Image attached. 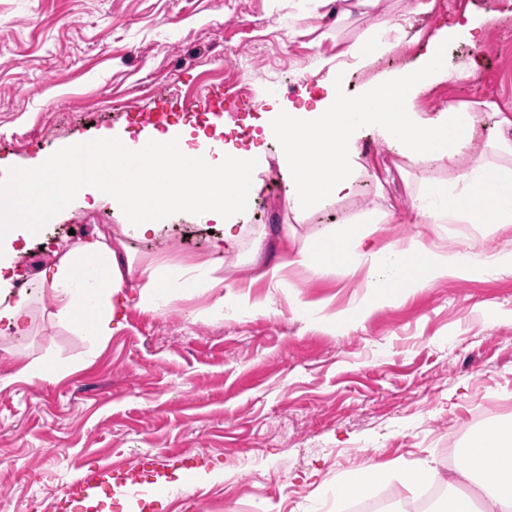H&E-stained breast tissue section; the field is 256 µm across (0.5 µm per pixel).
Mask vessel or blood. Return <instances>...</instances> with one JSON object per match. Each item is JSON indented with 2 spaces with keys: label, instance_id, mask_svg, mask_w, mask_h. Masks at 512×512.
I'll list each match as a JSON object with an SVG mask.
<instances>
[{
  "label": "vessel or blood",
  "instance_id": "vessel-or-blood-1",
  "mask_svg": "<svg viewBox=\"0 0 512 512\" xmlns=\"http://www.w3.org/2000/svg\"><path fill=\"white\" fill-rule=\"evenodd\" d=\"M205 104L217 118L222 117L224 112L240 110L244 107L243 102L220 89L210 92ZM181 106L180 100L168 97L156 103L155 107L143 109L140 118L144 124L159 125L165 123L167 111L181 108ZM163 490L164 486L159 477H145L143 467L122 470L101 467L84 472L64 483L59 500V512H83L86 504L102 491L143 497L155 495Z\"/></svg>",
  "mask_w": 512,
  "mask_h": 512
}]
</instances>
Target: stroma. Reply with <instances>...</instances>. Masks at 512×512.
I'll return each mask as SVG.
<instances>
[{
	"mask_svg": "<svg viewBox=\"0 0 512 512\" xmlns=\"http://www.w3.org/2000/svg\"><path fill=\"white\" fill-rule=\"evenodd\" d=\"M407 10L408 0H374L365 14L338 21L324 0H0V168L32 165L107 132L138 139L137 111L159 95L201 101L211 88L233 84L232 48L250 61L248 94L257 108L205 123L176 112L169 125L212 138L226 153L255 152L261 164L253 179L265 208L262 217L242 216L241 242L231 251L212 249L224 227L200 212L178 215L147 239L124 238L108 200L95 208L74 200L28 241L13 268L18 281L35 282L67 245L101 230L142 263H207L225 289L172 288L156 311L129 305L95 355L85 336L56 322L49 294L37 296L29 332L0 338V377L46 357L72 370L0 392V512H58L63 479L99 466L131 468L145 452L174 481L183 470L169 460L171 448L197 470H223V482L173 489L142 508L104 497L99 512H443L452 494L470 496L483 512L475 483L450 482L467 446L456 429L512 421V272L443 279L336 329L324 318L361 294L363 270L317 276L291 266L278 286L254 279L269 259L289 256L277 241L280 225L307 241L370 210L388 214L373 236L379 245L417 237L450 252L465 244L512 251V223L492 231L415 223L404 183L373 176L375 160L397 156L369 126L356 132L355 192L301 221L288 209V171L268 131L272 115L316 111L339 91L358 97L416 63L427 40L464 15L480 25L449 40L443 63L469 65L474 78L435 85L417 107L489 100L512 113V0H435L429 14L412 19ZM384 18L411 19L416 38L354 62L352 81L337 83V48ZM302 64L304 83L269 95L271 76ZM493 134L485 126L454 164L412 167L413 184L444 182L475 164ZM248 280L264 313L235 305ZM219 295L220 311L213 307ZM418 458L438 468L435 489L408 491L391 476L362 498L337 500L346 473Z\"/></svg>",
	"mask_w": 512,
	"mask_h": 512,
	"instance_id": "35a3bbf8",
	"label": "stroma"
}]
</instances>
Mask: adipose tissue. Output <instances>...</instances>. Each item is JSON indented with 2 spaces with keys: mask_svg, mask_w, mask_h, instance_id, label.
Returning a JSON list of instances; mask_svg holds the SVG:
<instances>
[{
  "mask_svg": "<svg viewBox=\"0 0 512 512\" xmlns=\"http://www.w3.org/2000/svg\"><path fill=\"white\" fill-rule=\"evenodd\" d=\"M469 29L465 23L439 32L417 67L389 73L358 99L329 98L315 114L279 117L275 135L280 158L289 169L290 211L302 216L352 193V136L363 125H372L383 140L400 146L402 161L396 170L403 174L426 160L453 162L478 126L490 119L496 127L495 160L478 161L459 172L452 184L410 189V208L419 224L512 223V114L486 100L452 102L431 116L416 106L426 87L470 77V70L450 69L441 62L449 38L466 37ZM255 168L253 155H218L206 141L190 150L182 139L155 132L136 142L105 137L93 150L65 148L52 162L32 169L22 194L15 192L13 179H0V219L10 227L0 239V335L26 334L33 297L46 291L52 294L57 323L86 336L92 352H99L114 333L118 310L128 300L123 282L129 260L104 234L69 247L41 272L32 289L12 288L9 271L15 242L29 239L46 216L66 210L73 198L87 197L95 204L111 198L113 208L125 218L123 235L132 238L158 233L175 213L204 212L224 227L215 250L230 251L239 241L235 219L256 195ZM289 262L318 274L366 266L364 294L333 319L334 325L343 327L443 278L512 271V252L448 253L416 238L404 245L380 246L368 232L340 224L296 246ZM202 280L211 289L220 284L205 264L174 267L164 274L144 266L138 303L154 307L160 289L190 288ZM468 443L471 452L459 478L485 474L481 492L486 503L493 508L512 504V427L494 423L474 429Z\"/></svg>",
  "mask_w": 512,
  "mask_h": 512,
  "instance_id": "adipose-tissue-1",
  "label": "adipose tissue"
}]
</instances>
